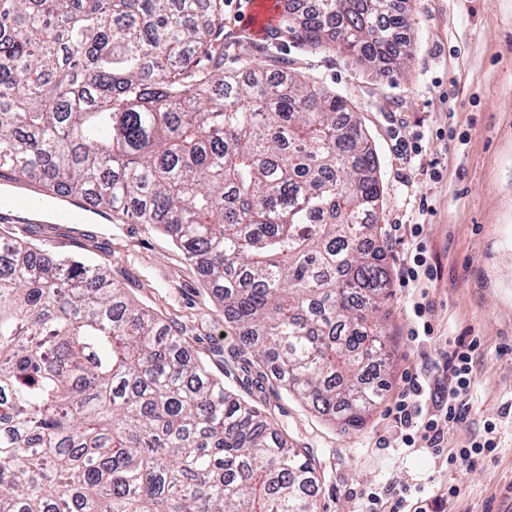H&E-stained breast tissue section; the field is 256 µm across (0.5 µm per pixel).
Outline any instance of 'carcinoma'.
Returning a JSON list of instances; mask_svg holds the SVG:
<instances>
[{"instance_id":"obj_1","label":"carcinoma","mask_w":512,"mask_h":512,"mask_svg":"<svg viewBox=\"0 0 512 512\" xmlns=\"http://www.w3.org/2000/svg\"><path fill=\"white\" fill-rule=\"evenodd\" d=\"M395 0L277 34L395 64ZM343 97L224 71V0H0V179L153 224L277 389L346 428L389 389L378 158ZM320 467L105 266L0 235V512H318Z\"/></svg>"}]
</instances>
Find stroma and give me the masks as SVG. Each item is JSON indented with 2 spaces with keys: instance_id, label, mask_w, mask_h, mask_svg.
Instances as JSON below:
<instances>
[{
  "instance_id": "obj_1",
  "label": "stroma",
  "mask_w": 512,
  "mask_h": 512,
  "mask_svg": "<svg viewBox=\"0 0 512 512\" xmlns=\"http://www.w3.org/2000/svg\"><path fill=\"white\" fill-rule=\"evenodd\" d=\"M248 3L224 6V32L235 44L225 70L244 65L237 43H270L301 76L356 107L379 159L390 273L382 342L391 386L364 425L341 428L285 394L270 408L271 420L319 460V512H389L405 485L420 488L432 512H512V0H402L412 23L410 55L395 69L361 66L336 50L305 51L271 26L252 33L241 25ZM2 229L44 256L106 265L134 302L182 330L190 353L225 387L258 403L232 357L239 341L223 308L155 226L95 216L84 224L0 220ZM418 246L434 277L414 286L404 276ZM461 339L477 342L464 422L446 430L444 457L403 447L390 411L405 377L451 389L433 366ZM488 421L497 425V450L472 464L448 463Z\"/></svg>"
}]
</instances>
